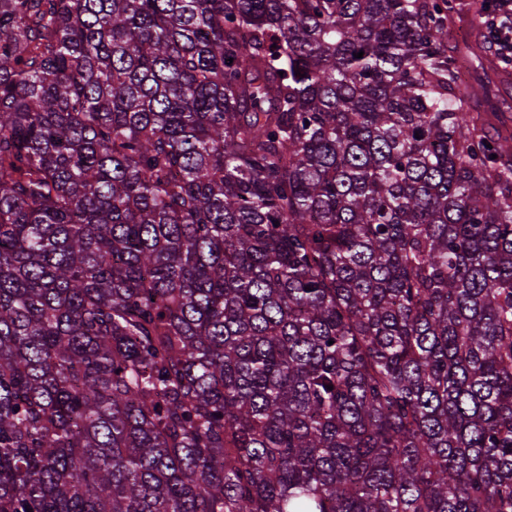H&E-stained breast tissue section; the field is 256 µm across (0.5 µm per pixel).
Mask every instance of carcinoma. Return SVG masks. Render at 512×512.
Returning <instances> with one entry per match:
<instances>
[{
    "mask_svg": "<svg viewBox=\"0 0 512 512\" xmlns=\"http://www.w3.org/2000/svg\"><path fill=\"white\" fill-rule=\"evenodd\" d=\"M458 2L0 0V512H512Z\"/></svg>",
    "mask_w": 512,
    "mask_h": 512,
    "instance_id": "obj_1",
    "label": "carcinoma"
}]
</instances>
